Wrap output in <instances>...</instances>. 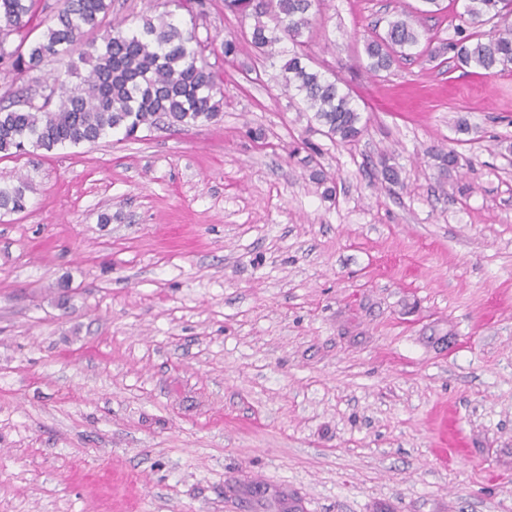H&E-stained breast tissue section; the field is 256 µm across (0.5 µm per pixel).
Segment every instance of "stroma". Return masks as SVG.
<instances>
[{
	"instance_id": "obj_1",
	"label": "stroma",
	"mask_w": 512,
	"mask_h": 512,
	"mask_svg": "<svg viewBox=\"0 0 512 512\" xmlns=\"http://www.w3.org/2000/svg\"><path fill=\"white\" fill-rule=\"evenodd\" d=\"M439 4L316 0L356 141L207 0L174 13L219 121L0 158V512H512V69L460 68ZM397 16L420 43L370 74ZM29 186L20 181L18 185L2 188L0 186V210L6 213L21 212L26 208V192Z\"/></svg>"
}]
</instances>
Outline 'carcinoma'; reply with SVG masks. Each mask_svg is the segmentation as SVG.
Masks as SVG:
<instances>
[{"label": "carcinoma", "mask_w": 512, "mask_h": 512, "mask_svg": "<svg viewBox=\"0 0 512 512\" xmlns=\"http://www.w3.org/2000/svg\"><path fill=\"white\" fill-rule=\"evenodd\" d=\"M39 0H0V72L12 82L34 80L45 61L67 63L66 73L76 74L73 56L89 66L80 81L59 78L40 84L37 96L25 95L0 107V157H19L27 147L51 151L58 146L95 143L116 130L135 139L140 127L161 119L171 126L214 122L222 112L217 98L222 78L197 64L204 41L195 31L182 30L173 13L143 19L136 29L112 26L101 41H87V32L101 28L112 11V0H61L56 12L33 25ZM314 0H226L225 8L253 19L249 44L264 55L282 58V87L309 112V121L322 127L332 140L348 143L362 135L359 108L338 82L310 65L300 51L305 31L312 25ZM512 0H466L463 22L476 31L448 44L459 64L487 73L512 65V23L503 11ZM502 21L484 37L477 27ZM39 35H34L37 27ZM17 45L7 48L9 38ZM420 43V33L408 21L388 22L384 34L368 39L364 52L368 70L389 69L398 51ZM443 174L460 167L452 150L433 153ZM27 183L0 187V210L26 208Z\"/></svg>", "instance_id": "carcinoma-1"}]
</instances>
